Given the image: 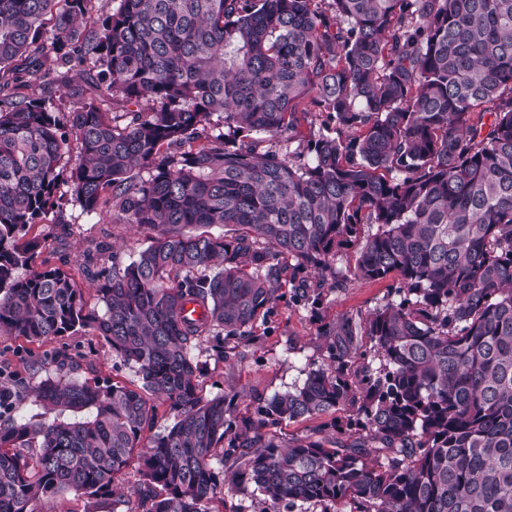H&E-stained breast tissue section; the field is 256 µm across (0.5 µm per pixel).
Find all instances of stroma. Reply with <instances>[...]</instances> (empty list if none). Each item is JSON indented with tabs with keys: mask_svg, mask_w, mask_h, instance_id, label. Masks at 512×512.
<instances>
[{
	"mask_svg": "<svg viewBox=\"0 0 512 512\" xmlns=\"http://www.w3.org/2000/svg\"><path fill=\"white\" fill-rule=\"evenodd\" d=\"M97 71L57 69L38 86L45 98L60 102L62 111H71L88 98L91 86L98 84ZM114 206L101 213L85 214L70 195H63L53 208L58 222L48 220L34 225L32 234L45 237L49 245V262L72 274L74 285L83 293L88 308L99 309L94 285L82 270L84 256L96 246H114L121 262L148 240L145 233L134 232L114 219ZM398 276L382 280L360 281L336 290H326L321 304L314 309L283 300L275 307L267 323L257 325L250 338L239 341L233 359L208 360L201 379L206 396H234L237 414H252L259 401L301 386L309 371L326 356L324 324L344 317L366 319L376 308L399 302ZM66 349L77 365L73 377L99 382L136 381L133 368L113 355L101 338L77 333L62 336L42 345L28 346L12 338H0V365L10 368L22 381L31 378V365L38 362L43 373H51L56 350Z\"/></svg>",
	"mask_w": 512,
	"mask_h": 512,
	"instance_id": "35a3bbf8",
	"label": "stroma"
}]
</instances>
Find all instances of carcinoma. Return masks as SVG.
<instances>
[{"mask_svg":"<svg viewBox=\"0 0 512 512\" xmlns=\"http://www.w3.org/2000/svg\"><path fill=\"white\" fill-rule=\"evenodd\" d=\"M48 63L98 69L127 110L24 95ZM307 112L336 134L290 159L273 140ZM72 154L85 213L115 200L153 233L124 265L87 256L100 314L29 235ZM363 224L355 265L332 270ZM393 273L404 298L326 325L302 386L247 417L202 394L201 357L224 360L283 281L316 307ZM82 331L140 384L80 381L66 355L32 386L0 376V512L70 492L99 512L133 463L135 512H216L249 489L288 509L512 512V0H0V337ZM363 336L381 369L353 376ZM29 399L41 420L14 415ZM160 405L170 423L147 437ZM345 406L353 444L331 423L276 434Z\"/></svg>","mask_w":512,"mask_h":512,"instance_id":"carcinoma-1","label":"carcinoma"}]
</instances>
